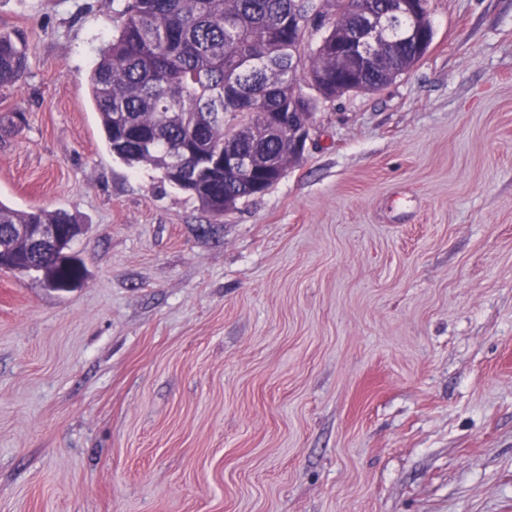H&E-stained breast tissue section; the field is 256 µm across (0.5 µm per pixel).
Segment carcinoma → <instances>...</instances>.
Wrapping results in <instances>:
<instances>
[{
  "label": "carcinoma",
  "instance_id": "cac0c4a2",
  "mask_svg": "<svg viewBox=\"0 0 512 512\" xmlns=\"http://www.w3.org/2000/svg\"><path fill=\"white\" fill-rule=\"evenodd\" d=\"M375 3L377 35L367 65L350 56L349 34L358 11ZM392 0H349L315 51L301 46L311 20L301 28L297 0H122L112 10V39L99 51L88 77L89 91L106 142L130 167L146 164L164 181L194 198L212 217H222L259 193L262 178L278 181L266 163L295 159L286 137L266 136L260 113L286 112L293 98L313 112L318 98L297 92L300 67L322 83L324 100L345 93L380 90L407 73L431 42L415 43L411 33L431 24L391 9ZM28 58L12 33L0 30V90L14 87ZM244 150L251 164L224 173V152ZM79 220L63 211L18 210L0 202V259L20 273L42 270L46 277L74 273L56 263L49 249L17 243V224H57L64 233Z\"/></svg>",
  "mask_w": 512,
  "mask_h": 512
}]
</instances>
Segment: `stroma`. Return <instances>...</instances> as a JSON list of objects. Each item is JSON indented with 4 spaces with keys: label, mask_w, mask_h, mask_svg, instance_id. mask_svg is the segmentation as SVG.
Segmentation results:
<instances>
[{
    "label": "stroma",
    "mask_w": 512,
    "mask_h": 512,
    "mask_svg": "<svg viewBox=\"0 0 512 512\" xmlns=\"http://www.w3.org/2000/svg\"><path fill=\"white\" fill-rule=\"evenodd\" d=\"M383 90L212 218L112 155V0H0V202L84 231L0 271V512H512V0H430ZM28 69V58L9 31L0 30V90L13 88Z\"/></svg>",
    "instance_id": "obj_1"
}]
</instances>
